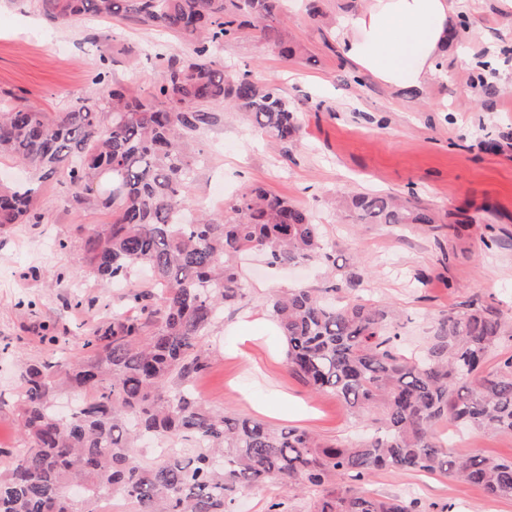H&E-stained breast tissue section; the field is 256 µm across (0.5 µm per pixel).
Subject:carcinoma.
I'll use <instances>...</instances> for the list:
<instances>
[{"label":"carcinoma","instance_id":"carcinoma-1","mask_svg":"<svg viewBox=\"0 0 512 512\" xmlns=\"http://www.w3.org/2000/svg\"><path fill=\"white\" fill-rule=\"evenodd\" d=\"M35 2L50 22L132 19L180 35L192 50H158L159 76L146 93L102 70L93 81L106 85L105 95L65 112L0 99V157L57 178L73 208L110 217L84 240L83 266L106 283L126 284L141 270L152 279L128 289L125 309L84 337L73 359L25 366V446L6 451L0 512H98L112 497L133 512H236L241 490L271 481L320 491L307 512H433L365 488L380 471L414 470L512 498V458L453 454L436 433L439 425L512 433V357L485 369L506 321L481 304L446 315L427 347L406 354L391 310L353 295L358 277L269 299L289 371L363 420L367 434L355 443L216 411L192 389L224 308L248 293L242 254L262 252L272 266H336L309 212L261 188L244 192L225 215L181 218L194 210L192 143L216 121L210 105L244 113L285 148L299 137L298 111L281 90L226 72L214 52L248 28L292 58L283 0ZM340 205L359 224L434 223L427 208L392 196L352 194ZM44 219L36 190L0 184V229ZM148 437L175 447L141 459L134 449Z\"/></svg>","mask_w":512,"mask_h":512}]
</instances>
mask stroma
I'll return each mask as SVG.
<instances>
[{"mask_svg": "<svg viewBox=\"0 0 512 512\" xmlns=\"http://www.w3.org/2000/svg\"><path fill=\"white\" fill-rule=\"evenodd\" d=\"M341 0H321L324 20L306 0H288L283 28L295 59L245 34L218 51L226 68L276 84L299 108L300 137L291 150L256 129L241 112L213 105L217 120L196 137L201 161L189 196L196 207L229 210L260 187L310 212L338 264L361 274L360 296L398 315L402 346L423 349L438 320L479 302L507 317V337L486 362L497 369L512 355V152L497 143L512 134V8L504 0H465L468 25L444 60L445 72L426 88L389 89L360 74L340 54L328 18ZM182 54L177 34L115 18L79 27L48 23L34 0H0V92L46 112L97 96L92 81L102 57L111 79L149 91L158 75L154 45ZM41 224L0 230V473L21 447L19 375L23 367L58 354L75 355L81 338L110 323L123 287H111L80 267L83 240L105 215L72 209L62 187L38 184ZM348 193L399 195L427 207L430 224H357L329 209V197ZM247 298L224 312L208 341L210 364L194 390L210 407L303 429L323 440L346 441L364 430L332 394H314L293 376L284 345L266 311L279 291L321 287L317 263L272 270L260 258L245 265ZM93 300L77 308L74 297ZM67 337L58 350L49 335ZM458 454L512 457V435L449 432ZM377 497L416 498L449 512H512V499L438 473L384 471L374 475ZM309 493L284 483L253 488L237 512H267L282 501L306 512Z\"/></svg>", "mask_w": 512, "mask_h": 512, "instance_id": "1", "label": "stroma"}]
</instances>
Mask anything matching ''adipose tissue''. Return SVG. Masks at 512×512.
Wrapping results in <instances>:
<instances>
[{
	"instance_id": "ef3b65f1",
	"label": "adipose tissue",
	"mask_w": 512,
	"mask_h": 512,
	"mask_svg": "<svg viewBox=\"0 0 512 512\" xmlns=\"http://www.w3.org/2000/svg\"><path fill=\"white\" fill-rule=\"evenodd\" d=\"M460 0H359L336 20L341 55L386 86L424 88L455 44Z\"/></svg>"
}]
</instances>
